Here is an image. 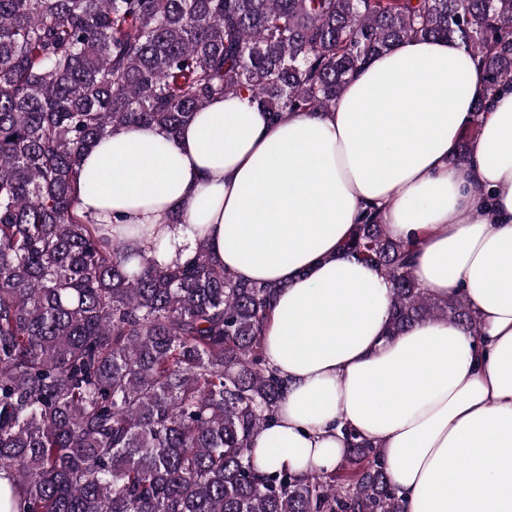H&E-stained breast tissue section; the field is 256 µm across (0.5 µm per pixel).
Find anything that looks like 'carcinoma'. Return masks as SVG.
<instances>
[{
	"label": "carcinoma",
	"instance_id": "1",
	"mask_svg": "<svg viewBox=\"0 0 512 512\" xmlns=\"http://www.w3.org/2000/svg\"><path fill=\"white\" fill-rule=\"evenodd\" d=\"M428 38L479 58L487 96L512 87V0H0V512H408L352 429L339 477L257 473L286 390L262 349L276 286L237 280L204 239L130 264L78 213L77 175L108 132L174 134L216 96L326 112L371 56ZM344 249L385 275L389 335H481L376 211Z\"/></svg>",
	"mask_w": 512,
	"mask_h": 512
}]
</instances>
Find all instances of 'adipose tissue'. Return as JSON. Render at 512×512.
Returning a JSON list of instances; mask_svg holds the SVG:
<instances>
[{"instance_id": "1", "label": "adipose tissue", "mask_w": 512, "mask_h": 512, "mask_svg": "<svg viewBox=\"0 0 512 512\" xmlns=\"http://www.w3.org/2000/svg\"><path fill=\"white\" fill-rule=\"evenodd\" d=\"M484 95L456 41L408 40L330 111L275 119L229 96L176 134L121 127L85 151L79 209L132 264L185 261L203 238L237 280L276 286L264 354L287 390L253 439L260 471L334 469L348 425L381 448L410 512H512V88L467 170L450 163ZM371 208L417 241L432 297H466L481 338L445 320L389 337L387 281L343 249Z\"/></svg>"}]
</instances>
